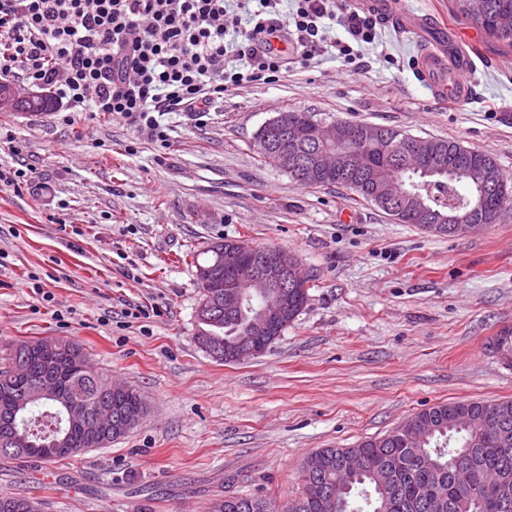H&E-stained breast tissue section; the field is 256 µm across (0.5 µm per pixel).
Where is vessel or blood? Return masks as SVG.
<instances>
[{
	"instance_id": "obj_1",
	"label": "vessel or blood",
	"mask_w": 512,
	"mask_h": 512,
	"mask_svg": "<svg viewBox=\"0 0 512 512\" xmlns=\"http://www.w3.org/2000/svg\"><path fill=\"white\" fill-rule=\"evenodd\" d=\"M353 4L416 41L417 74L432 98L448 97L459 104L473 101L476 65L455 30L438 27L429 16L407 9L402 0H353Z\"/></svg>"
}]
</instances>
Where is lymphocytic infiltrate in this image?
<instances>
[{"mask_svg": "<svg viewBox=\"0 0 512 512\" xmlns=\"http://www.w3.org/2000/svg\"><path fill=\"white\" fill-rule=\"evenodd\" d=\"M229 0H0V72L21 68L70 112L120 114L158 132V115L209 114L225 92L278 76L281 42L304 56L321 46L336 0H258L248 19L229 18ZM241 69L227 72V57Z\"/></svg>", "mask_w": 512, "mask_h": 512, "instance_id": "lymphocytic-infiltrate-1", "label": "lymphocytic infiltrate"}]
</instances>
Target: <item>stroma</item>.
<instances>
[{"mask_svg":"<svg viewBox=\"0 0 512 512\" xmlns=\"http://www.w3.org/2000/svg\"><path fill=\"white\" fill-rule=\"evenodd\" d=\"M404 2L470 39L472 103L432 99L417 45L380 24L354 62L293 52L279 81L225 96L206 121L165 115L162 141L120 115L0 111V133L23 146L0 147V166L32 172L29 191L0 190V368L17 340H73L147 404L109 447L0 459V493L37 498L42 512H209L227 493L283 506L317 449L385 435L440 403L512 399V367L493 347L512 329V209L437 236L346 189L295 184L256 152L265 121L304 110L457 141L512 175V51L451 0ZM221 238L286 250L313 277L284 335L228 364L195 339L194 261ZM132 305L153 313L129 318Z\"/></svg>","mask_w":512,"mask_h":512,"instance_id":"1","label":"stroma"}]
</instances>
